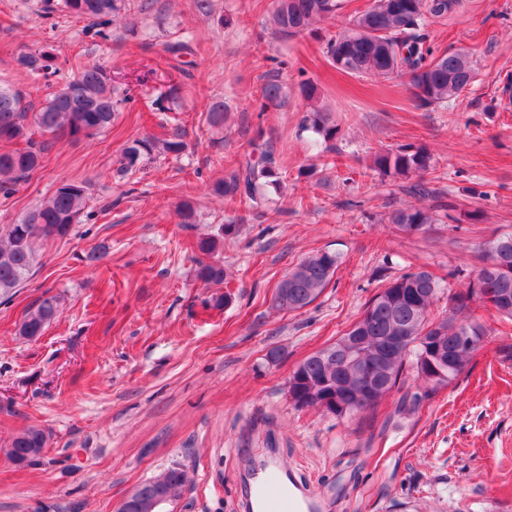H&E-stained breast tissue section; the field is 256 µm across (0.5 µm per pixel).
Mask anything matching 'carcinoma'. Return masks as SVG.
<instances>
[{
	"instance_id": "obj_1",
	"label": "carcinoma",
	"mask_w": 512,
	"mask_h": 512,
	"mask_svg": "<svg viewBox=\"0 0 512 512\" xmlns=\"http://www.w3.org/2000/svg\"><path fill=\"white\" fill-rule=\"evenodd\" d=\"M49 12L63 11L91 21L92 35L106 37V30L125 8V0H44ZM461 0H373V4L350 21V27L329 39L324 53L333 66L349 74L390 76L408 74L413 88H424L419 99L442 105L466 89L476 78L469 55L464 51L433 56L422 30L429 22L456 12ZM341 9L340 0H272L271 23L281 34H295L314 24L332 19ZM167 59L182 62L192 53L189 42L178 40L166 47ZM17 66L35 79L48 80L60 73L53 54L45 49L23 51ZM282 86L275 79L263 85L260 111L279 101ZM127 99L115 95L110 75L98 65H86L37 110L23 95L0 86V143H25L22 150H0V193L8 196L19 183L40 168L52 146L36 137L49 132L55 138L77 140L112 127L121 104ZM212 127L224 125V101L214 100L206 112ZM187 143L178 132L165 139H136L127 144L122 166L134 168L145 155H180ZM432 168L431 154L422 148H401L375 157L372 169L383 175L408 179ZM281 172L273 149L264 143L240 156L236 168L218 182L214 192L245 203L264 214L268 200L261 189L278 184ZM89 198L85 181L60 183L54 192L13 224L0 225V300H10L33 276L42 260V248L49 241L71 234L81 222ZM436 221L425 208L395 210L391 223L400 232L410 233ZM220 225L215 235L203 238L198 247L202 254H213L224 232ZM481 265L474 272L468 289L450 295L448 316L430 317L431 306L442 285L437 277L422 268L401 274L374 295L355 322L336 341L303 359L288 380V393L300 408H318L330 380L336 386V402L326 413L336 417L371 413L400 387L407 363L417 370L427 397L453 383L469 364L475 352L489 336V330L471 316L470 304L480 302L504 320L512 322V234L492 238L482 244ZM340 256L318 251L305 257L279 283L276 308L301 310L313 303L332 280ZM197 279L205 283L224 282V265L217 260H197ZM59 312L58 299L43 295L25 314L19 335L35 339ZM373 358L385 355L377 374L378 389L364 401L359 396V377L354 369L344 367L349 352ZM48 445V435L37 427L16 434L8 456L21 464L41 457ZM167 499L180 496L185 476L178 468L160 474Z\"/></svg>"
}]
</instances>
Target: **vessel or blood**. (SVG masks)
<instances>
[{
    "mask_svg": "<svg viewBox=\"0 0 512 512\" xmlns=\"http://www.w3.org/2000/svg\"><path fill=\"white\" fill-rule=\"evenodd\" d=\"M255 512H317L319 501L289 475L279 460H272L252 479Z\"/></svg>",
    "mask_w": 512,
    "mask_h": 512,
    "instance_id": "obj_1",
    "label": "vessel or blood"
}]
</instances>
